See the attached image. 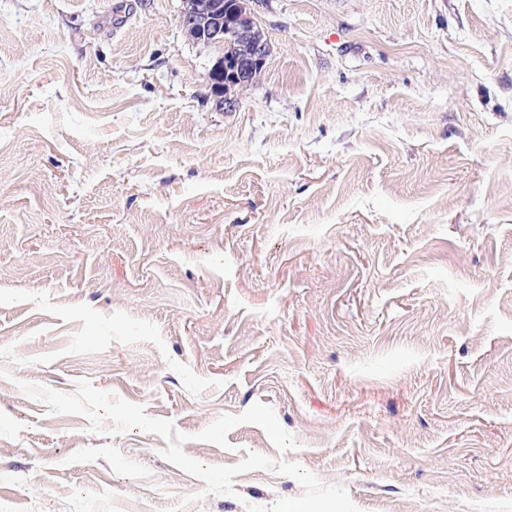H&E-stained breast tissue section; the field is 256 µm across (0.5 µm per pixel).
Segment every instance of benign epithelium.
I'll use <instances>...</instances> for the list:
<instances>
[{
	"label": "benign epithelium",
	"mask_w": 512,
	"mask_h": 512,
	"mask_svg": "<svg viewBox=\"0 0 512 512\" xmlns=\"http://www.w3.org/2000/svg\"><path fill=\"white\" fill-rule=\"evenodd\" d=\"M251 0H181V22L197 42L233 51L222 52L210 71L211 93L225 108H233L234 91L253 87L263 71L270 45L250 8Z\"/></svg>",
	"instance_id": "1"
}]
</instances>
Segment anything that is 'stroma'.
Returning <instances> with one entry per match:
<instances>
[{"label":"stroma","instance_id":"obj_1","mask_svg":"<svg viewBox=\"0 0 512 512\" xmlns=\"http://www.w3.org/2000/svg\"><path fill=\"white\" fill-rule=\"evenodd\" d=\"M235 108L181 0H0V512H245L18 387L80 380L346 487L512 512V0H253ZM271 407L299 449L219 416Z\"/></svg>","mask_w":512,"mask_h":512}]
</instances>
